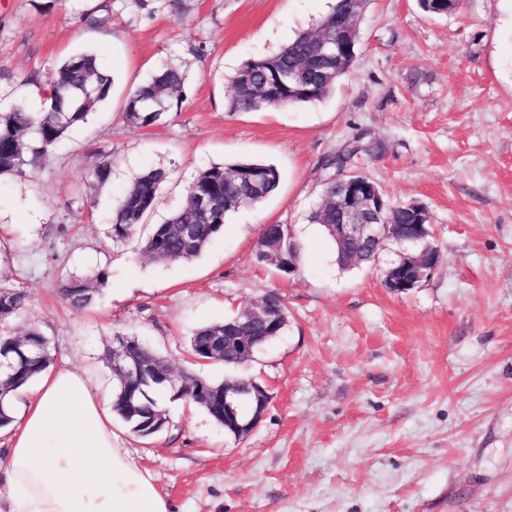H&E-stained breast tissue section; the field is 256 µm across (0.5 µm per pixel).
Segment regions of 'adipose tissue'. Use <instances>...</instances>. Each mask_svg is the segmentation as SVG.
<instances>
[{
    "label": "adipose tissue",
    "mask_w": 512,
    "mask_h": 512,
    "mask_svg": "<svg viewBox=\"0 0 512 512\" xmlns=\"http://www.w3.org/2000/svg\"><path fill=\"white\" fill-rule=\"evenodd\" d=\"M0 455V512H171L151 473L120 448L112 397L57 368L11 405Z\"/></svg>",
    "instance_id": "ef3b65f1"
}]
</instances>
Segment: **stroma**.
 I'll return each mask as SVG.
<instances>
[{
	"label": "stroma",
	"mask_w": 512,
	"mask_h": 512,
	"mask_svg": "<svg viewBox=\"0 0 512 512\" xmlns=\"http://www.w3.org/2000/svg\"><path fill=\"white\" fill-rule=\"evenodd\" d=\"M39 2L0 0V105L41 109L27 76L48 77L79 50L113 78L110 100L43 169L0 177V282L28 290L26 317L50 337L54 366L111 389L102 354L122 333L220 380L223 365L191 358L193 329L271 292L288 306L284 332L236 370L271 395L242 440L179 401L151 440L113 420L172 512H512V0H462L447 16L368 0L360 53L336 90L261 112L230 111L236 72L312 29L332 0H182L179 14L167 0H56L46 12ZM100 3L103 22L85 20ZM169 64L185 77L181 107L149 127L127 123L128 93ZM363 130L385 150L359 171L394 202L427 206L441 254L405 294L384 285L394 243L373 266L343 270L307 220L324 159ZM102 153L109 181L84 182ZM250 159L278 167L279 189L229 214L199 258L164 264L132 241L108 246L112 209L138 174L171 173L158 224L198 171ZM266 224L300 241L296 276L256 261ZM100 265L109 280L95 306H67L59 281Z\"/></svg>",
	"instance_id": "35a3bbf8"
}]
</instances>
